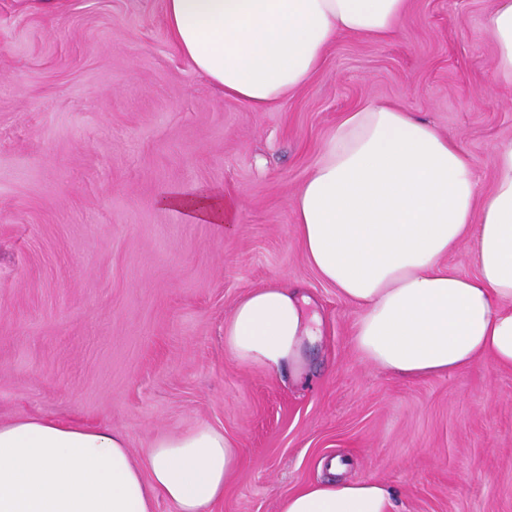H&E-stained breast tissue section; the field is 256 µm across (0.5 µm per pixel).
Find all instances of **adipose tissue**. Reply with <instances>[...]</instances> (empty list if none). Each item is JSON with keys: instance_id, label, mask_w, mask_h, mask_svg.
Instances as JSON below:
<instances>
[{"instance_id": "obj_1", "label": "adipose tissue", "mask_w": 512, "mask_h": 512, "mask_svg": "<svg viewBox=\"0 0 512 512\" xmlns=\"http://www.w3.org/2000/svg\"><path fill=\"white\" fill-rule=\"evenodd\" d=\"M408 0H165L179 52L225 98L277 107L321 68L341 34L394 38ZM495 75L512 84V0L486 18ZM481 191L466 153L427 121L384 102L345 113L292 203L293 231L319 277L358 309L362 358L409 378L444 376L488 357L512 368V141L496 146ZM162 208L222 227V192L172 188ZM469 243L475 275L449 253ZM305 299L277 282L245 293L224 321L237 363L303 374L316 331ZM240 463L222 430L200 425L157 438L135 462L103 428L27 418L0 424V512H209ZM328 479L284 497L279 512H392L371 479Z\"/></svg>"}]
</instances>
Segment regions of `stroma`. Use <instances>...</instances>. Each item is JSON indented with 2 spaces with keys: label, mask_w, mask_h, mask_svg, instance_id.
Listing matches in <instances>:
<instances>
[{
  "label": "stroma",
  "mask_w": 512,
  "mask_h": 512,
  "mask_svg": "<svg viewBox=\"0 0 512 512\" xmlns=\"http://www.w3.org/2000/svg\"><path fill=\"white\" fill-rule=\"evenodd\" d=\"M493 0H410L390 40L341 34L277 107L224 98L171 41L165 0H0V424L123 435L223 430L241 462L211 512H279L326 478L392 488L398 512H512V369L411 379L361 359L357 309L308 265L291 201L345 112L390 102L454 139L482 190L512 140ZM222 191L234 231L161 208ZM298 288L320 320L307 374L224 350L248 290Z\"/></svg>",
  "instance_id": "1"
}]
</instances>
